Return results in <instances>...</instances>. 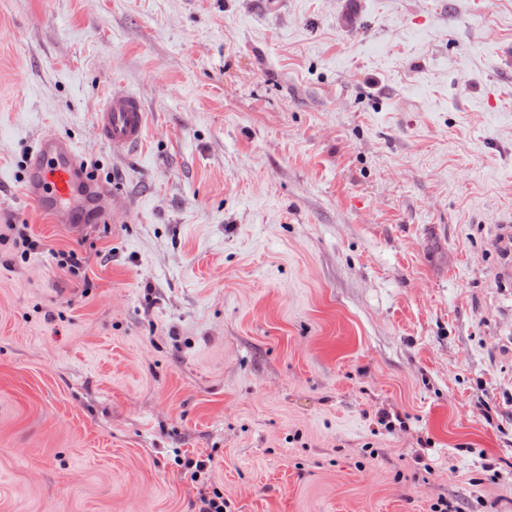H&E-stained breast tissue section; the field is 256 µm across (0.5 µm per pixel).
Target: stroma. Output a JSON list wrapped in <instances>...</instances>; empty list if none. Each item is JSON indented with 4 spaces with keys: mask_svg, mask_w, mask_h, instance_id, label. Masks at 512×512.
<instances>
[{
    "mask_svg": "<svg viewBox=\"0 0 512 512\" xmlns=\"http://www.w3.org/2000/svg\"><path fill=\"white\" fill-rule=\"evenodd\" d=\"M507 46L512 0H0V512H193L207 458L227 512H512ZM101 140L113 151L128 153L140 147L147 128V112L131 93L111 92L97 112ZM24 192L53 224H61L75 236L83 233V225L78 224L73 200L104 211L109 204V195L88 177V168L76 147L61 136H41L36 140L27 163Z\"/></svg>",
    "mask_w": 512,
    "mask_h": 512,
    "instance_id": "1",
    "label": "stroma"
}]
</instances>
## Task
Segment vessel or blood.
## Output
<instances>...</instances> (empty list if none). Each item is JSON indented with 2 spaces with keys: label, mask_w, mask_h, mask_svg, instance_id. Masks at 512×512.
<instances>
[{
  "label": "vessel or blood",
  "mask_w": 512,
  "mask_h": 512,
  "mask_svg": "<svg viewBox=\"0 0 512 512\" xmlns=\"http://www.w3.org/2000/svg\"><path fill=\"white\" fill-rule=\"evenodd\" d=\"M101 140L113 150L127 153L140 147L147 128V112L131 93H110L97 112ZM27 199L73 235H81L77 203L107 208L109 197L88 176L76 147L61 136H42L27 163L24 179Z\"/></svg>",
  "instance_id": "1"
}]
</instances>
